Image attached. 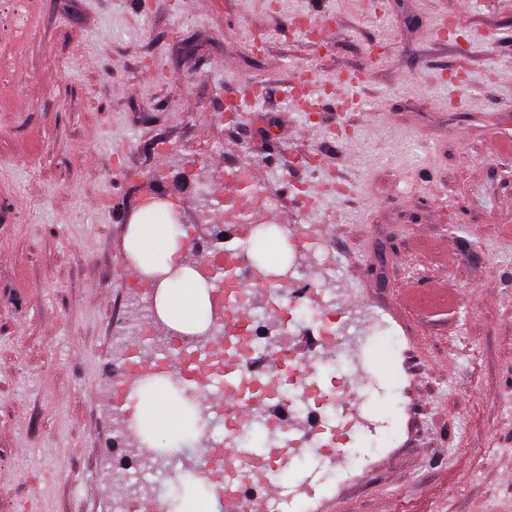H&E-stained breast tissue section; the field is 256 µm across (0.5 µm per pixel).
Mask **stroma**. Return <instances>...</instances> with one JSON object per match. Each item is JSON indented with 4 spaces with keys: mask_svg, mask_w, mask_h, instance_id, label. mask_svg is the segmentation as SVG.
Returning a JSON list of instances; mask_svg holds the SVG:
<instances>
[{
    "mask_svg": "<svg viewBox=\"0 0 512 512\" xmlns=\"http://www.w3.org/2000/svg\"><path fill=\"white\" fill-rule=\"evenodd\" d=\"M29 15L25 36L17 19ZM330 17L315 45L290 26ZM462 17L453 31L435 22ZM0 512H114L141 470L126 448L143 290L126 250L148 197L176 207L184 263L237 243L216 187L247 165L306 235L305 282L379 315L399 339L364 354L376 423L350 473L311 454L308 512H512V10L480 0H0ZM311 64L308 121L282 89ZM358 75L359 109L328 98ZM265 83L231 118L230 94ZM167 141V151L154 147ZM164 172L154 181L152 172ZM448 271L460 303L402 305Z\"/></svg>",
    "mask_w": 512,
    "mask_h": 512,
    "instance_id": "1",
    "label": "stroma"
}]
</instances>
